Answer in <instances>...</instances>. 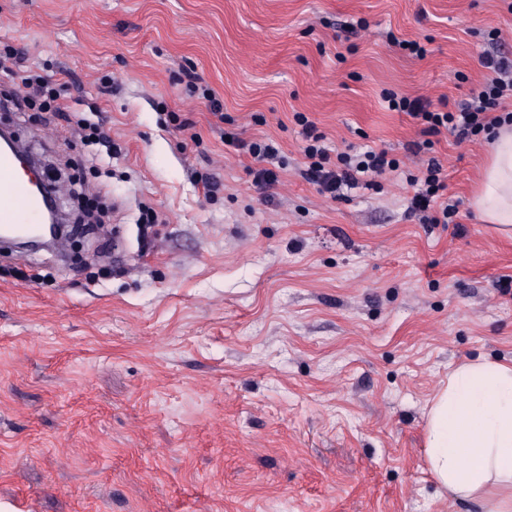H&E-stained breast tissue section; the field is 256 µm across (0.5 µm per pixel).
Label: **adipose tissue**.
Returning <instances> with one entry per match:
<instances>
[{"label":"adipose tissue","mask_w":512,"mask_h":512,"mask_svg":"<svg viewBox=\"0 0 512 512\" xmlns=\"http://www.w3.org/2000/svg\"><path fill=\"white\" fill-rule=\"evenodd\" d=\"M484 220L512 228V126H501L473 199ZM427 467L437 484L512 512V362L455 367L428 411Z\"/></svg>","instance_id":"ef3b65f1"}]
</instances>
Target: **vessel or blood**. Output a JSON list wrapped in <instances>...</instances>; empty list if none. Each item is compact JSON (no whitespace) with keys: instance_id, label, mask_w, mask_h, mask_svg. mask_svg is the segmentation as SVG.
<instances>
[{"instance_id":"b4317fda","label":"vessel or blood","mask_w":512,"mask_h":512,"mask_svg":"<svg viewBox=\"0 0 512 512\" xmlns=\"http://www.w3.org/2000/svg\"><path fill=\"white\" fill-rule=\"evenodd\" d=\"M40 207L18 162L8 152H0V228L18 235L27 233L29 221Z\"/></svg>"}]
</instances>
